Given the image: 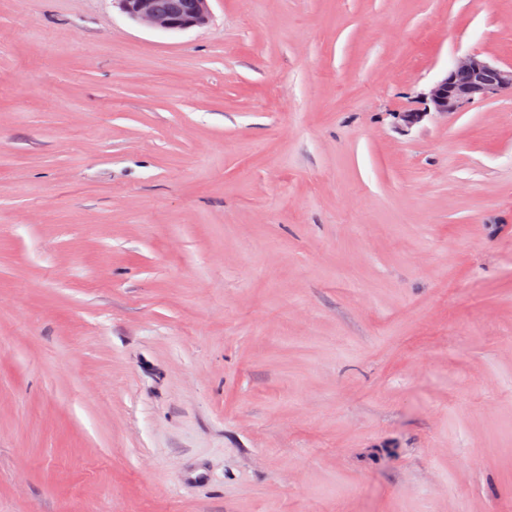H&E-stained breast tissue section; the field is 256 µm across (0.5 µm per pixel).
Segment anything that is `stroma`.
I'll list each match as a JSON object with an SVG mask.
<instances>
[{
    "label": "stroma",
    "mask_w": 512,
    "mask_h": 512,
    "mask_svg": "<svg viewBox=\"0 0 512 512\" xmlns=\"http://www.w3.org/2000/svg\"><path fill=\"white\" fill-rule=\"evenodd\" d=\"M0 0V512H512V0ZM120 10L137 23L161 32L203 27L210 20V0H193L185 10L178 1L161 6L158 0H114ZM512 91V65L501 66L473 52L458 58L447 73L423 93L422 111L395 113L400 126L410 128L431 113L463 112L475 101H486Z\"/></svg>",
    "instance_id": "1"
}]
</instances>
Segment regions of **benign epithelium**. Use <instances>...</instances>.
Returning a JSON list of instances; mask_svg holds the SVG:
<instances>
[{"instance_id": "obj_1", "label": "benign epithelium", "mask_w": 512, "mask_h": 512, "mask_svg": "<svg viewBox=\"0 0 512 512\" xmlns=\"http://www.w3.org/2000/svg\"><path fill=\"white\" fill-rule=\"evenodd\" d=\"M120 10L137 23L161 32L203 27L210 20V0H193L186 10L177 0L166 6L159 0H114ZM512 91V65L501 66L479 52L458 58L447 73L423 93L422 111L395 113L400 126L410 128L431 113L448 115L465 111L476 101L492 100Z\"/></svg>"}]
</instances>
